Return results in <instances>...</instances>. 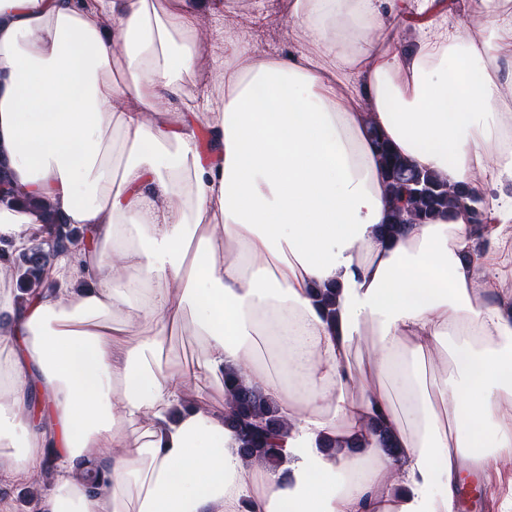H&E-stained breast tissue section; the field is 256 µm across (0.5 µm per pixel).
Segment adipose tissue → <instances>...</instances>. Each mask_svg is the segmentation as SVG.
Returning <instances> with one entry per match:
<instances>
[{
    "label": "adipose tissue",
    "mask_w": 512,
    "mask_h": 512,
    "mask_svg": "<svg viewBox=\"0 0 512 512\" xmlns=\"http://www.w3.org/2000/svg\"><path fill=\"white\" fill-rule=\"evenodd\" d=\"M448 11L288 0L304 46L271 58L219 33L217 96L190 80L183 0H0V153L95 238L24 305L0 284V458L22 480L56 449L44 512H455L463 474L512 456V312L497 282L476 285L512 250V197L490 201L476 254L463 209L378 230L368 126L450 182L512 173V0ZM408 24L410 52L393 35ZM47 233L0 203V244ZM331 284L332 318L315 297ZM184 333L201 346L190 364L168 351ZM241 364L291 423L290 480L242 467L208 404ZM378 412L397 456L320 448Z\"/></svg>",
    "instance_id": "1"
}]
</instances>
